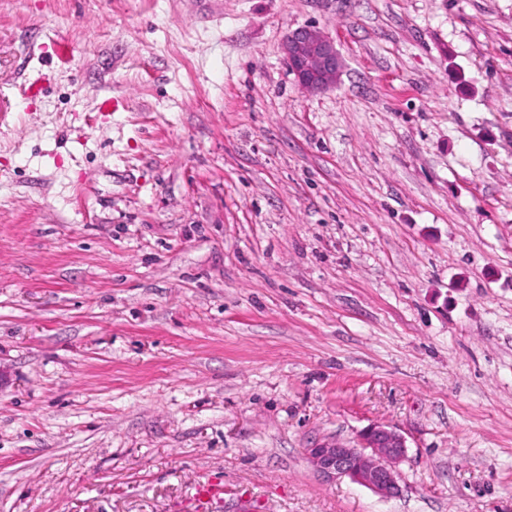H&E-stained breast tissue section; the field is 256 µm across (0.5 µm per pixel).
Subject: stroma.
<instances>
[{"label":"stroma","mask_w":512,"mask_h":512,"mask_svg":"<svg viewBox=\"0 0 512 512\" xmlns=\"http://www.w3.org/2000/svg\"><path fill=\"white\" fill-rule=\"evenodd\" d=\"M375 423L388 499L308 455ZM205 481L512 512V0H0V512ZM282 51L299 86L307 92L335 87L345 66L335 42L307 26L289 32Z\"/></svg>","instance_id":"35a3bbf8"}]
</instances>
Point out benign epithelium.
I'll list each match as a JSON object with an SVG mask.
<instances>
[{
    "instance_id": "1",
    "label": "benign epithelium",
    "mask_w": 512,
    "mask_h": 512,
    "mask_svg": "<svg viewBox=\"0 0 512 512\" xmlns=\"http://www.w3.org/2000/svg\"><path fill=\"white\" fill-rule=\"evenodd\" d=\"M282 51L299 86L317 92L336 86L345 66L335 42L323 31L300 27L288 33ZM406 441L395 429L374 424L359 435V445L322 442L308 449L314 466L329 478L348 477L382 498L398 492L395 464Z\"/></svg>"
}]
</instances>
